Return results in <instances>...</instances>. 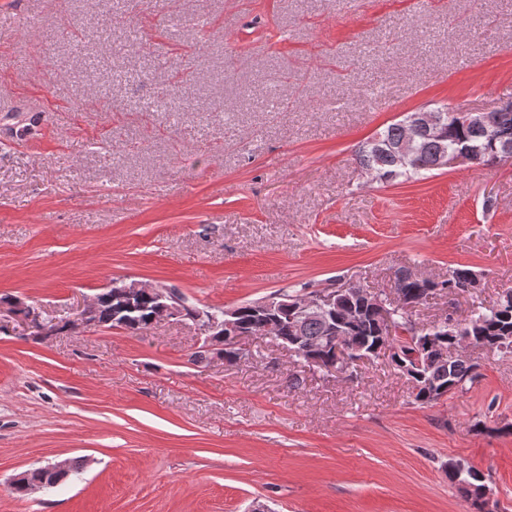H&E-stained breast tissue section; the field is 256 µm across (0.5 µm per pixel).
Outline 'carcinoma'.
I'll return each instance as SVG.
<instances>
[{"label":"carcinoma","mask_w":512,"mask_h":512,"mask_svg":"<svg viewBox=\"0 0 512 512\" xmlns=\"http://www.w3.org/2000/svg\"><path fill=\"white\" fill-rule=\"evenodd\" d=\"M446 126V133L443 140L430 142L423 138L416 141V152L406 162H398L387 151L388 144L398 142L407 135V119L392 123L382 131L376 133L372 138L363 142L356 149V158L360 167L370 174L374 179L381 182H393L399 179H420L428 176L431 169L428 162L432 154L440 150L466 151L477 166H488L504 159L500 155L502 142L512 143V111L497 112L494 117V130L492 134H484L467 126L460 112L443 104L437 107ZM471 273V269L459 267L454 269V284L448 281H402V288L407 290L408 295L424 300L429 295L439 291L453 293L462 290L464 283ZM341 308L348 312L356 313L355 318L345 321L342 314H337L336 335L349 336L361 348L369 349L374 346L378 339L381 327L377 322L372 306L361 303L354 297L342 300ZM275 321L277 335L284 341L290 340L292 336L293 321L295 315L291 309H282L271 315ZM149 321V309L141 307L131 315V320L126 323L127 331L139 333L147 328ZM304 335L313 344H320L319 338L324 335L323 323L315 317L305 320ZM435 336L443 337L448 343H460L469 340L488 347L492 350L512 352V341L502 343L505 338H512V300L504 305L495 304L483 311L478 310L471 313L468 322L456 329L436 328L429 326L419 334L410 336V340L399 342L395 352L389 354L392 365L397 370H402V365L409 363V355L419 345L421 337ZM426 378L422 379L412 373L406 374L413 388L417 389L415 402L421 405H428L443 397L445 394H453L463 389L466 383L474 382L477 377V365L461 360L442 363L435 360L423 370ZM449 481L458 486L462 494L478 502V491L484 486V475L475 469L460 475L453 469H448ZM62 477L51 475L39 468L30 469L27 478L20 484L14 486L11 493L23 497L27 495L26 488L30 485H48L55 487Z\"/></svg>","instance_id":"cac0c4a2"}]
</instances>
